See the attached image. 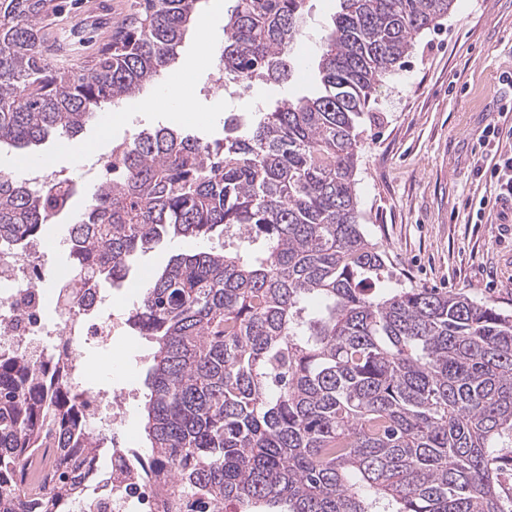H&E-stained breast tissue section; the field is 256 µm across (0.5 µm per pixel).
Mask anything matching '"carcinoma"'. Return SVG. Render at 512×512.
<instances>
[{
	"label": "carcinoma",
	"instance_id": "cac0c4a2",
	"mask_svg": "<svg viewBox=\"0 0 512 512\" xmlns=\"http://www.w3.org/2000/svg\"><path fill=\"white\" fill-rule=\"evenodd\" d=\"M200 0H139L79 71L48 70L53 0H0V150L71 141L94 110L170 68ZM306 0H235L224 75L287 84ZM321 90L228 125L214 143L135 132L68 225L76 288L123 282L165 239L244 227L258 244L178 253L128 313L154 344L144 431L173 512H512V313L463 292L383 288L388 257L359 222V119L415 36L453 0H339ZM76 183L0 173V248L73 212ZM62 360L0 356V512H74L112 492ZM510 452L505 453L503 449Z\"/></svg>",
	"mask_w": 512,
	"mask_h": 512
}]
</instances>
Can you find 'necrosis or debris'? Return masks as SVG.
<instances>
[{"label":"necrosis or debris","instance_id":"4bbe7bcc","mask_svg":"<svg viewBox=\"0 0 512 512\" xmlns=\"http://www.w3.org/2000/svg\"><path fill=\"white\" fill-rule=\"evenodd\" d=\"M51 242L37 240L20 254L0 253V355H48L59 353L71 369L73 384L82 392L93 430L117 432L128 394L113 389L104 398L97 387V372L86 361L88 345L107 346L119 330L118 319L99 317L101 307L111 306L112 296L103 291L90 294L82 304L68 302L64 288L68 276L54 287L37 288L32 272L56 252ZM54 321H47V313ZM133 464L127 449L112 454V495L103 507L78 504L76 512H166L161 490L153 483L125 479Z\"/></svg>","mask_w":512,"mask_h":512}]
</instances>
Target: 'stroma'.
Masks as SVG:
<instances>
[{
  "label": "stroma",
  "instance_id": "stroma-1",
  "mask_svg": "<svg viewBox=\"0 0 512 512\" xmlns=\"http://www.w3.org/2000/svg\"><path fill=\"white\" fill-rule=\"evenodd\" d=\"M57 9L41 25L44 41L63 44L72 69H81L105 37L111 36L133 11L136 0H111L112 17L94 27L91 41H80L95 0H56ZM306 37L296 53L307 70L289 85L257 84L234 98L210 91L206 67L183 71L181 59L197 52L203 39L224 45V20L211 31L200 22L186 30L178 49L179 63L169 70L179 79L191 109L173 118L156 107L131 112L126 123L103 132L92 117L80 138L97 139L102 153L132 133L164 125L206 140L224 136V115H249L252 103L267 104L284 96L300 97L319 89V41L339 9L338 0H307ZM512 59V0H454L440 24L417 35L405 62L385 78L361 118L364 130L357 170L360 222L370 239L389 257L405 286L463 292L500 310L512 311V223H504L489 184L476 177V163L490 166L494 150L485 128L512 101V87L503 85L504 62ZM484 209L485 223L473 222ZM221 240L179 238L164 241L141 254L129 277L143 288L177 253L221 247ZM120 353V367L104 376L106 387H128L134 398L120 427L125 447H145L140 408L152 365V348L130 329L115 336L112 346L89 348L90 362L111 361Z\"/></svg>",
  "mask_w": 512,
  "mask_h": 512
}]
</instances>
